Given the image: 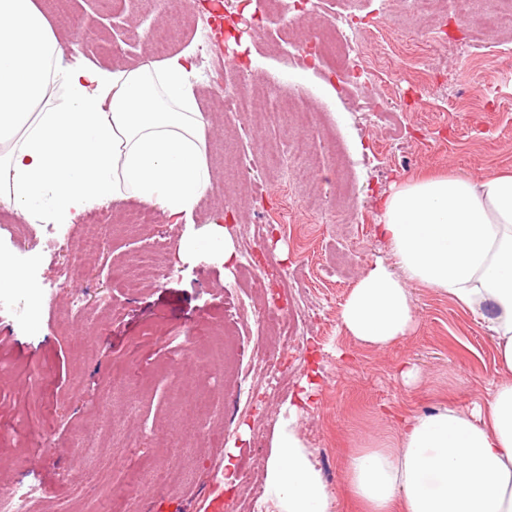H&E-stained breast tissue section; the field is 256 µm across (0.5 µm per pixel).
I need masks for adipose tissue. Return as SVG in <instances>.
Wrapping results in <instances>:
<instances>
[{
  "instance_id": "ef3b65f1",
  "label": "adipose tissue",
  "mask_w": 512,
  "mask_h": 512,
  "mask_svg": "<svg viewBox=\"0 0 512 512\" xmlns=\"http://www.w3.org/2000/svg\"><path fill=\"white\" fill-rule=\"evenodd\" d=\"M191 53L133 69L62 59L35 0H0V203L43 224H73L134 199L189 224L210 190L207 126ZM378 227L390 262L374 261L340 311L376 348L414 326L411 288L448 295L498 352L487 398L406 415L396 445L361 448L347 485L362 512H512V173H451L396 187ZM274 432L264 487L273 512H329L331 501L295 423Z\"/></svg>"
}]
</instances>
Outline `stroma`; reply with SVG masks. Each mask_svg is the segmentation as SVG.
Instances as JSON below:
<instances>
[{"label": "stroma", "mask_w": 512, "mask_h": 512, "mask_svg": "<svg viewBox=\"0 0 512 512\" xmlns=\"http://www.w3.org/2000/svg\"><path fill=\"white\" fill-rule=\"evenodd\" d=\"M370 21L361 57L373 62L380 44L395 47V73L382 74L381 90L403 104L380 109L372 93L356 89L344 100L332 72L301 68L302 85L288 80L292 46L334 32L341 10L320 0L316 13L296 22L290 44L278 26H251L229 11L216 21L200 0H180L176 12L159 14L144 0H36L60 36L64 60L131 69L156 61L152 32L170 28L175 55L207 45L227 61L229 90L270 83L286 96L308 99L287 123L261 111L235 115L212 88L203 68L193 81L208 128L207 158L213 188L199 201L192 223L131 227L133 200L95 210L105 231L103 253L90 256L69 287L54 281L64 259L86 231L64 229L59 245L37 227L32 273L48 295L37 330L26 328L29 306L17 300L0 314V491L16 483L40 487L37 512H267L261 495L213 481L225 461L235 468L268 459L276 425L296 402L304 383H316L298 432L320 471L334 512H357L345 485L348 454L395 440L403 414L430 413L486 398L497 381L493 341L474 317L433 288L412 287L416 327L376 349L342 330L341 306L376 258L389 250L377 225L392 185L429 174L474 176L512 172V34L490 22L492 0H476L464 17L444 8L436 17L408 12L404 0H359ZM426 44L432 71L421 73L408 53ZM311 139L324 156L314 177L288 186L281 170L255 165L262 148ZM296 203L288 222H276L283 195ZM225 214L230 264L183 252L184 241ZM266 230L258 260L283 273L281 285L263 288L243 272V246L258 225ZM163 249L168 270H133L132 256ZM138 274L137 292L125 282ZM288 296L300 310L298 354L281 351L279 328L261 315ZM223 346L200 345L198 368L181 367L199 332ZM416 367L405 385L400 371ZM95 429L97 454L77 442ZM141 437L126 445L127 433ZM167 470L160 486L150 481Z\"/></svg>", "instance_id": "35a3bbf8"}]
</instances>
